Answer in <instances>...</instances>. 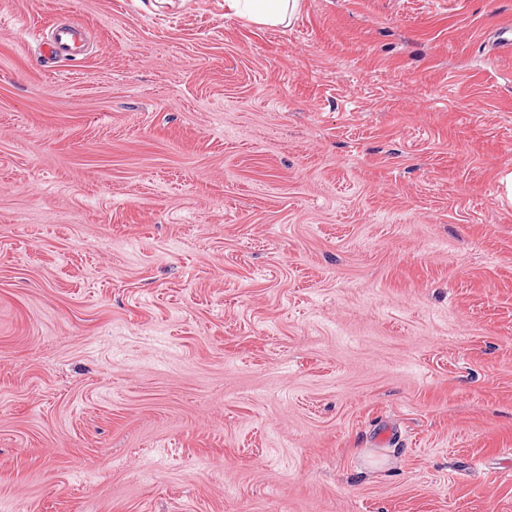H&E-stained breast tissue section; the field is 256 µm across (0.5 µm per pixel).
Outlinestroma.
<instances>
[{"mask_svg": "<svg viewBox=\"0 0 512 512\" xmlns=\"http://www.w3.org/2000/svg\"><path fill=\"white\" fill-rule=\"evenodd\" d=\"M510 169L512 0H0V512H512ZM298 0H224L225 16H246L264 26L283 25L289 21Z\"/></svg>", "mask_w": 512, "mask_h": 512, "instance_id": "obj_1", "label": "stroma"}]
</instances>
